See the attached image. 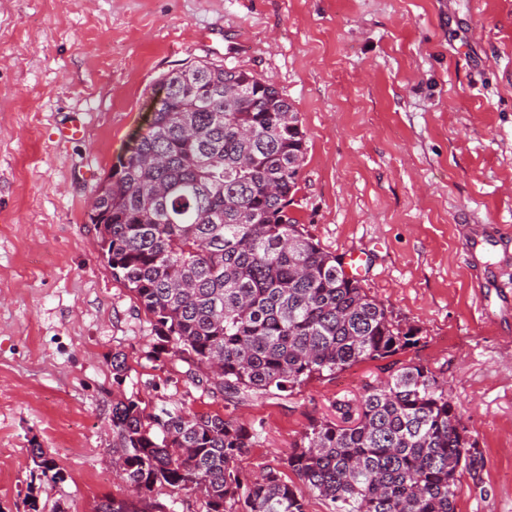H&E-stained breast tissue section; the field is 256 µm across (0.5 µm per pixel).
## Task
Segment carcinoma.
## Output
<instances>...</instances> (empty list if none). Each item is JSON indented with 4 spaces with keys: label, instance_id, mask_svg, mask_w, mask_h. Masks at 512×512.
Returning <instances> with one entry per match:
<instances>
[{
    "label": "carcinoma",
    "instance_id": "cac0c4a2",
    "mask_svg": "<svg viewBox=\"0 0 512 512\" xmlns=\"http://www.w3.org/2000/svg\"><path fill=\"white\" fill-rule=\"evenodd\" d=\"M151 99L89 220L112 276L151 316L153 354L177 356L188 383L232 402L288 397L418 343L290 215L306 133L272 80L203 61L163 75ZM112 434L138 498L95 512H170L159 488L202 512H306L290 473L328 512H456L462 478L485 467L444 383L413 361L256 475L238 463L259 431L219 412L147 413L123 398Z\"/></svg>",
    "mask_w": 512,
    "mask_h": 512
}]
</instances>
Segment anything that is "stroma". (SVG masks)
I'll use <instances>...</instances> for the list:
<instances>
[{
    "mask_svg": "<svg viewBox=\"0 0 512 512\" xmlns=\"http://www.w3.org/2000/svg\"><path fill=\"white\" fill-rule=\"evenodd\" d=\"M223 28L218 52L196 41ZM211 61L270 78L307 153L293 215L419 343L482 448L457 512H512V0H11L0 12V512H94L127 487L112 401L218 411L279 466L312 420L357 404L386 361L290 399L229 403L150 357L149 316L113 279L88 220L102 179L168 71ZM82 136L62 140L60 124ZM481 242L484 276L464 265ZM507 293H500V286ZM127 357L122 382L112 355ZM53 458L40 475L32 449Z\"/></svg>",
    "mask_w": 512,
    "mask_h": 512,
    "instance_id": "1",
    "label": "stroma"
}]
</instances>
